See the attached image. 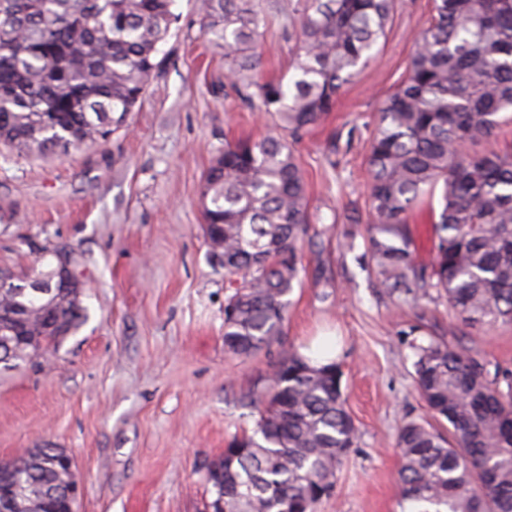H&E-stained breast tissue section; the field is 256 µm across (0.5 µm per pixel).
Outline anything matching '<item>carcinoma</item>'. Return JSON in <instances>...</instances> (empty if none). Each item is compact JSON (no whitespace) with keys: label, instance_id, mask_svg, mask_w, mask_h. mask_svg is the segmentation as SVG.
<instances>
[{"label":"carcinoma","instance_id":"1","mask_svg":"<svg viewBox=\"0 0 512 512\" xmlns=\"http://www.w3.org/2000/svg\"><path fill=\"white\" fill-rule=\"evenodd\" d=\"M175 0H0V144L17 154L96 144L135 110L164 58ZM397 0H279L296 19L292 85L259 75L256 0H198L201 30L224 55L232 89L281 134L227 143L200 194L203 235L224 240V347L247 356L282 335L309 232L304 175L286 136L320 124L386 37ZM407 72L369 138L367 252L389 294H445L466 321L512 324V154L471 147L512 121V0H433ZM441 191L435 259L417 263L409 218ZM0 288V356L24 362L87 318L84 286ZM427 421L398 433L397 494L408 512H512V379L463 343L414 347ZM340 365L297 353L252 400L251 432L233 436L229 512H316L360 436ZM506 386H501V383ZM64 448L0 462V512H76Z\"/></svg>","mask_w":512,"mask_h":512}]
</instances>
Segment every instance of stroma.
<instances>
[{"mask_svg": "<svg viewBox=\"0 0 512 512\" xmlns=\"http://www.w3.org/2000/svg\"><path fill=\"white\" fill-rule=\"evenodd\" d=\"M261 8L263 77L291 81L288 19L276 0ZM174 11L163 69L124 128L59 157L0 153V270L31 278L49 268L38 248L71 249L84 260L88 310L45 357L0 372V460L67 449L82 486L77 512H204L206 464L253 429L250 400L275 364L316 344L337 348L361 432L316 512H402L398 431L430 417L413 383L415 346L461 341L512 373V325L467 324L436 295L385 294L366 250L374 115L403 79L432 2L400 0L374 58L291 142L310 241L282 336L247 357L224 348L231 290L200 231V193L225 144L277 128L230 89L196 0H176Z\"/></svg>", "mask_w": 512, "mask_h": 512, "instance_id": "35a3bbf8", "label": "stroma"}]
</instances>
